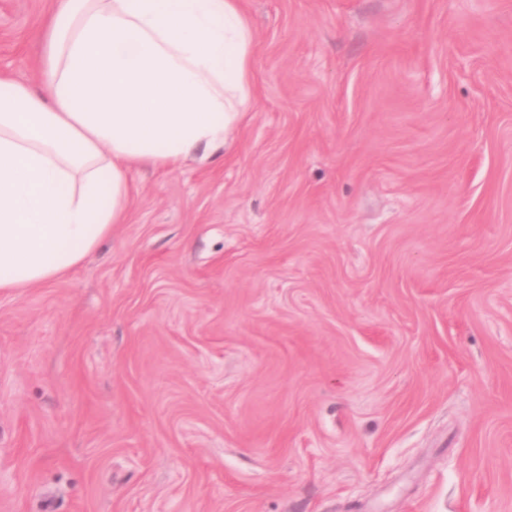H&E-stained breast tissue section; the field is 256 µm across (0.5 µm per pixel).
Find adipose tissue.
Here are the masks:
<instances>
[{"mask_svg":"<svg viewBox=\"0 0 512 512\" xmlns=\"http://www.w3.org/2000/svg\"><path fill=\"white\" fill-rule=\"evenodd\" d=\"M254 42L242 0H55L43 90L0 78V292L72 272L125 220L135 169L222 149Z\"/></svg>","mask_w":512,"mask_h":512,"instance_id":"obj_1","label":"adipose tissue"}]
</instances>
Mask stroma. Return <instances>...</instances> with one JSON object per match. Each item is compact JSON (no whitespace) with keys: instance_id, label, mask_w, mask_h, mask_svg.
I'll return each mask as SVG.
<instances>
[{"instance_id":"1","label":"stroma","mask_w":512,"mask_h":512,"mask_svg":"<svg viewBox=\"0 0 512 512\" xmlns=\"http://www.w3.org/2000/svg\"><path fill=\"white\" fill-rule=\"evenodd\" d=\"M244 7L221 160L0 292V512H512V0Z\"/></svg>"}]
</instances>
